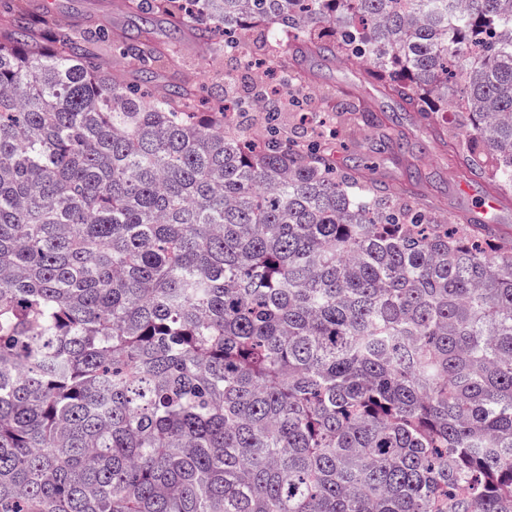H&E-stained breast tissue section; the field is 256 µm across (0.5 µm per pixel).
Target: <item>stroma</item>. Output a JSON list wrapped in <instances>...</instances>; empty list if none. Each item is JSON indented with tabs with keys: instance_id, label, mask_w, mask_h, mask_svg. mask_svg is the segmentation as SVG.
<instances>
[{
	"instance_id": "35a3bbf8",
	"label": "stroma",
	"mask_w": 512,
	"mask_h": 512,
	"mask_svg": "<svg viewBox=\"0 0 512 512\" xmlns=\"http://www.w3.org/2000/svg\"><path fill=\"white\" fill-rule=\"evenodd\" d=\"M36 16L38 27L46 31L56 26L83 35L107 29L111 39L136 33L146 26L140 13L130 10L125 0H0V23L15 14ZM154 41L167 55L154 66L158 84H184L199 89L200 111L210 103L230 95L248 97L257 75L279 82L280 70L273 59L258 66L235 68L218 43H202L175 32L162 17L152 25ZM234 70L232 87H225L224 73ZM305 80L282 97L276 124L284 137L303 141L315 137L323 122L335 123L340 139L336 144L341 164L365 165L366 178L381 181L396 196L418 202L431 213L447 217L455 224L476 222L480 201L494 185L488 179L469 174L460 167L456 144L462 143L454 114L442 113L439 124L448 128L447 140L435 136L431 127L420 123L414 113L403 111L394 99L370 81L362 65L349 61L325 63L312 58L305 62ZM352 95L383 113L403 143L402 150L378 153L360 151V144L374 135L360 115L338 112L343 95Z\"/></svg>"
}]
</instances>
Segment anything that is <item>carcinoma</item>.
Segmentation results:
<instances>
[{"instance_id": "cac0c4a2", "label": "carcinoma", "mask_w": 512, "mask_h": 512, "mask_svg": "<svg viewBox=\"0 0 512 512\" xmlns=\"http://www.w3.org/2000/svg\"><path fill=\"white\" fill-rule=\"evenodd\" d=\"M133 6L246 64L270 25L288 86L290 50L356 59L512 188V0ZM104 38L0 30V512H512V247ZM99 58L102 63L107 64L110 68H118L124 70L125 74L130 78H134L137 71V63L130 58H123L112 53L110 42L101 45L98 49Z\"/></svg>"}]
</instances>
